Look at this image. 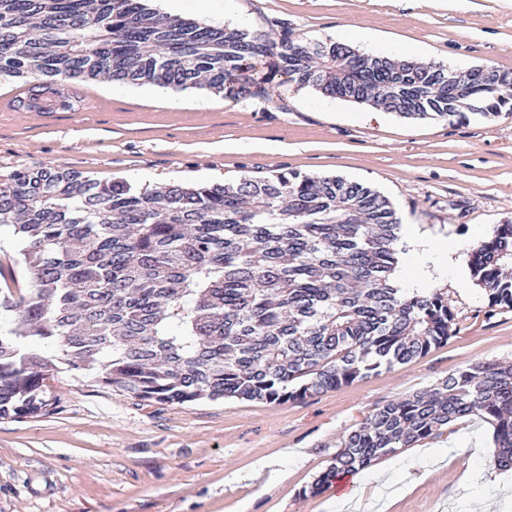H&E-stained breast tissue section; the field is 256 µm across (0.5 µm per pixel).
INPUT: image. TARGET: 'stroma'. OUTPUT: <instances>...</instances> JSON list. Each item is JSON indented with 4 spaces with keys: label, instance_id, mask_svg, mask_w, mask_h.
<instances>
[{
    "label": "stroma",
    "instance_id": "1",
    "mask_svg": "<svg viewBox=\"0 0 512 512\" xmlns=\"http://www.w3.org/2000/svg\"><path fill=\"white\" fill-rule=\"evenodd\" d=\"M163 15L210 25L249 20L276 38L347 42L360 51L418 54L454 69L512 70V0H236L235 14L208 0H151ZM30 79L0 77V181L40 165L153 188L224 183L294 170L376 187L401 224L458 248V275L436 281L455 316L447 344L411 362L302 400H198L144 404L132 394L61 369L45 381L54 412L0 419V512H328L331 486L310 494L342 436L389 400L433 387L478 362L512 361V310L487 316L468 268L472 241L512 222V116L449 124L404 119L379 107L319 106L309 88L285 84L276 99L228 98L109 79L69 80L72 106L20 107ZM493 427L474 418L414 444L413 453L477 438L479 456L427 463L406 494L399 470L367 479L366 500L388 512H479L512 486L456 484L493 458Z\"/></svg>",
    "mask_w": 512,
    "mask_h": 512
}]
</instances>
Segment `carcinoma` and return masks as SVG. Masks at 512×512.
<instances>
[{
	"label": "carcinoma",
	"mask_w": 512,
	"mask_h": 512,
	"mask_svg": "<svg viewBox=\"0 0 512 512\" xmlns=\"http://www.w3.org/2000/svg\"><path fill=\"white\" fill-rule=\"evenodd\" d=\"M269 63L284 83L406 119L512 115V80L495 67L452 72L345 43L277 41L164 17L144 0H0V75L204 84L236 98L259 88ZM0 226L13 227L30 275L23 292L0 265V418L52 411L44 381L60 364L142 402L282 403L410 362L452 335L447 293L395 286L391 201L339 176L291 170L151 191L35 167L0 182ZM469 268L488 312L512 309V224L472 249ZM473 416L494 425L498 465L511 466L512 362L389 401L343 438L311 493Z\"/></svg>",
	"instance_id": "obj_1"
}]
</instances>
